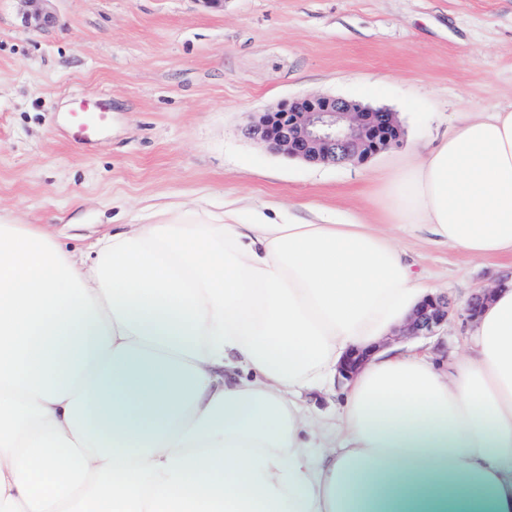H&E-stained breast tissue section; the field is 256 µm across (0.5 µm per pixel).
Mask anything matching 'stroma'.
Returning a JSON list of instances; mask_svg holds the SVG:
<instances>
[{
  "instance_id": "1",
  "label": "stroma",
  "mask_w": 512,
  "mask_h": 512,
  "mask_svg": "<svg viewBox=\"0 0 512 512\" xmlns=\"http://www.w3.org/2000/svg\"><path fill=\"white\" fill-rule=\"evenodd\" d=\"M53 25L0 0V216L88 249L108 222L155 205L317 223L374 219L378 188L465 113L512 105V0H46ZM307 94L394 112L399 144L364 163L312 165L247 139L249 115ZM99 95L112 120L76 142L67 105ZM414 270L456 306L435 335L393 347L450 364L476 289L512 274L417 228L397 234Z\"/></svg>"
}]
</instances>
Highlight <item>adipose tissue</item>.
Listing matches in <instances>:
<instances>
[{"instance_id": "obj_1", "label": "adipose tissue", "mask_w": 512, "mask_h": 512, "mask_svg": "<svg viewBox=\"0 0 512 512\" xmlns=\"http://www.w3.org/2000/svg\"><path fill=\"white\" fill-rule=\"evenodd\" d=\"M380 195L377 225L166 208L85 258L0 219V512H512V285L450 366L378 347L434 294L389 228L512 258V108ZM344 384L336 376V383L329 392H311L308 396L309 405L314 413L328 414L335 410L343 401Z\"/></svg>"}]
</instances>
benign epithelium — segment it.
I'll return each instance as SVG.
<instances>
[{
    "label": "benign epithelium",
    "mask_w": 512,
    "mask_h": 512,
    "mask_svg": "<svg viewBox=\"0 0 512 512\" xmlns=\"http://www.w3.org/2000/svg\"><path fill=\"white\" fill-rule=\"evenodd\" d=\"M25 22L36 28L53 23L42 0H27ZM246 134L270 150L310 164L364 163L396 145L402 128L395 113L324 94H309L281 102L249 119ZM454 307L446 296L418 305L400 330L402 336H428L448 321ZM369 356L352 350L339 373L347 378Z\"/></svg>",
    "instance_id": "7a95c632"
}]
</instances>
